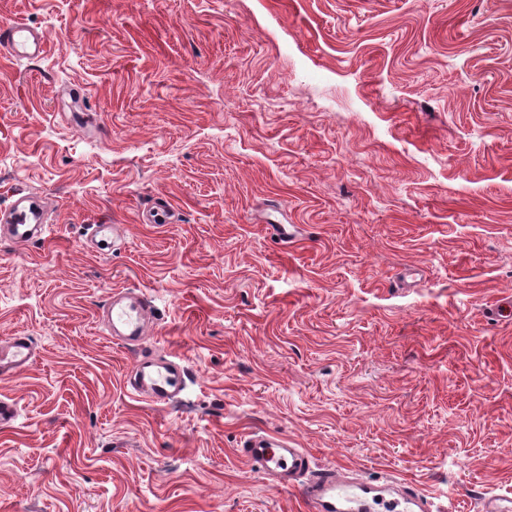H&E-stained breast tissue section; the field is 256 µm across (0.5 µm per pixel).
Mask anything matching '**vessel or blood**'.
<instances>
[{
	"mask_svg": "<svg viewBox=\"0 0 512 512\" xmlns=\"http://www.w3.org/2000/svg\"><path fill=\"white\" fill-rule=\"evenodd\" d=\"M0 48L16 57H38L45 53L43 35L25 22L16 20L0 26ZM0 223L7 226V236L15 243L34 241L45 233V219L39 205L20 197L6 212ZM150 306L146 297L135 292H114L104 310L113 331L122 333L124 341L139 340ZM34 359L29 336L17 332L0 341V377H15L24 372ZM138 379L131 383L132 395L147 399L155 406L168 405L180 392L185 372L169 363L150 359L137 366ZM242 453L276 485L296 489L303 512H376L386 506L387 512H447L436 505L433 496L411 491L386 498L372 484L351 480L336 467L311 470V457L302 448L289 447L285 439L276 440L251 434L242 443Z\"/></svg>",
	"mask_w": 512,
	"mask_h": 512,
	"instance_id": "obj_1",
	"label": "vessel or blood"
}]
</instances>
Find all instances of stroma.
Listing matches in <instances>:
<instances>
[{
	"label": "stroma",
	"instance_id": "1",
	"mask_svg": "<svg viewBox=\"0 0 512 512\" xmlns=\"http://www.w3.org/2000/svg\"><path fill=\"white\" fill-rule=\"evenodd\" d=\"M0 512H301L245 434L479 512L512 493V0H0ZM169 204L172 224L143 223ZM117 230L110 247L88 227ZM288 228L284 239L267 225ZM155 330L115 340V291ZM182 361L159 408L126 386ZM0 48L16 57H39L46 51L44 35L21 20L0 26ZM0 223V233L3 234L6 224L7 238L18 244L32 242L48 230L40 206L25 196L20 197L8 211L0 213ZM34 359L29 336L16 332L0 341V377H15L24 372Z\"/></svg>",
	"mask_w": 512,
	"mask_h": 512
}]
</instances>
